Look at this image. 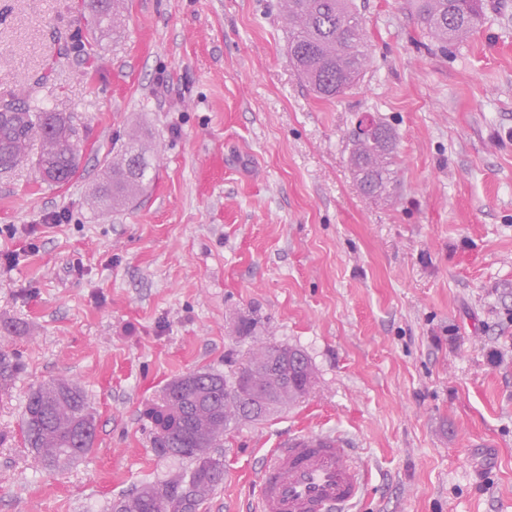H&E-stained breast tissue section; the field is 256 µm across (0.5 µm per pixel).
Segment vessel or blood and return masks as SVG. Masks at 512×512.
Returning <instances> with one entry per match:
<instances>
[{"mask_svg": "<svg viewBox=\"0 0 512 512\" xmlns=\"http://www.w3.org/2000/svg\"><path fill=\"white\" fill-rule=\"evenodd\" d=\"M255 489V512H352L366 473L340 437L292 434L268 450Z\"/></svg>", "mask_w": 512, "mask_h": 512, "instance_id": "1", "label": "vessel or blood"}]
</instances>
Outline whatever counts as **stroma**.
<instances>
[{"instance_id":"35a3bbf8","label":"stroma","mask_w":512,"mask_h":512,"mask_svg":"<svg viewBox=\"0 0 512 512\" xmlns=\"http://www.w3.org/2000/svg\"><path fill=\"white\" fill-rule=\"evenodd\" d=\"M120 34H90L80 0H0V99L71 115L68 185L0 172V512H111L188 474L145 416L164 386L269 344L316 382L294 406L232 425L224 480L198 512H253L263 454L298 431L341 436L369 470L357 512H512V0L441 51L409 0H356L369 61L317 99L288 58L279 0H124ZM397 134L390 194L363 197L349 133ZM141 135L144 193L91 205L112 149ZM259 324L239 334L242 318ZM78 381L93 448L66 468L23 446L29 391Z\"/></svg>"}]
</instances>
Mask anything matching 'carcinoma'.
Segmentation results:
<instances>
[{"label": "carcinoma", "instance_id": "carcinoma-1", "mask_svg": "<svg viewBox=\"0 0 512 512\" xmlns=\"http://www.w3.org/2000/svg\"><path fill=\"white\" fill-rule=\"evenodd\" d=\"M110 0H81V10L100 36L119 27ZM422 30L443 51L466 40L483 13L476 0H412ZM288 20V56L300 80L314 95L332 101L355 86L367 63L364 34L354 0H281ZM80 130L71 116L32 100L0 102V170L30 163L40 179L62 187L78 174ZM397 137L383 122L352 134L350 166L360 192L379 197L389 191L397 164ZM118 160L98 184L93 206L121 208L142 193L152 179L154 156L133 134L121 144ZM281 345L253 350L230 375L196 371L170 381L146 415L154 424L157 454L192 464L188 478L157 481L113 502L111 512H197L223 480L219 448L236 422L262 421L300 399L312 381L308 358L294 368L275 359ZM19 363L0 354V390L7 388ZM26 448L46 467L71 464L93 448L96 418L85 390L67 378L32 389L22 416Z\"/></svg>", "mask_w": 512, "mask_h": 512}]
</instances>
